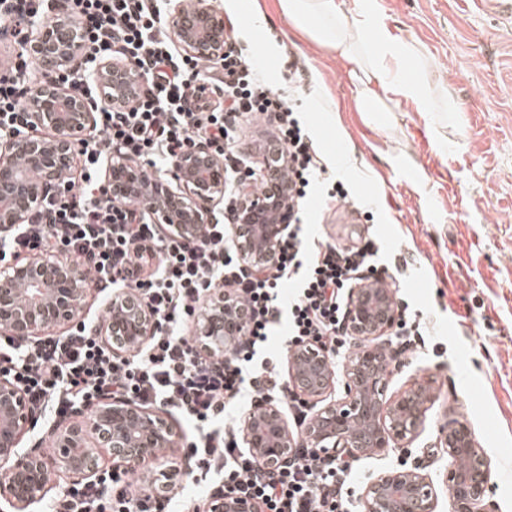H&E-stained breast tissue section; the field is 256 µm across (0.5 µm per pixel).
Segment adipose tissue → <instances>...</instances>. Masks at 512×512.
I'll list each match as a JSON object with an SVG mask.
<instances>
[{
	"instance_id": "adipose-tissue-1",
	"label": "adipose tissue",
	"mask_w": 512,
	"mask_h": 512,
	"mask_svg": "<svg viewBox=\"0 0 512 512\" xmlns=\"http://www.w3.org/2000/svg\"><path fill=\"white\" fill-rule=\"evenodd\" d=\"M293 26L323 50L352 62L350 77L356 87L355 108L360 112L388 111L389 97L423 99L425 77L405 79L401 63L408 46L385 36L370 41L368 32L383 23L366 5L344 10L341 0H280Z\"/></svg>"
}]
</instances>
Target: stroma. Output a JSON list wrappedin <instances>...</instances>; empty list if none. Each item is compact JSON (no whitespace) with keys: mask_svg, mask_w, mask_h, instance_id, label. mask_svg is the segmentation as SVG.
Here are the masks:
<instances>
[{"mask_svg":"<svg viewBox=\"0 0 512 512\" xmlns=\"http://www.w3.org/2000/svg\"><path fill=\"white\" fill-rule=\"evenodd\" d=\"M266 17L250 21L252 2ZM239 27L238 47L275 89L292 88L320 150L363 210H310V234L345 245L372 233L399 293L427 336L397 354L391 389L432 380L434 402L409 450L365 457L350 479L361 493L383 469L448 459L439 429L468 424L491 462L492 512H512V12L498 0H369L388 32L411 48L409 78L427 73L454 112L354 109L352 65L296 34L278 0H207Z\"/></svg>","mask_w":512,"mask_h":512,"instance_id":"obj_1","label":"stroma"}]
</instances>
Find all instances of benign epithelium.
I'll return each mask as SVG.
<instances>
[{"mask_svg":"<svg viewBox=\"0 0 512 512\" xmlns=\"http://www.w3.org/2000/svg\"><path fill=\"white\" fill-rule=\"evenodd\" d=\"M167 14L179 48L188 56L216 61L224 56L226 26L206 0H166ZM22 43L43 70H61L84 52L81 19L58 13L28 25ZM96 79L103 97L122 103L132 95L140 77L129 67L100 63ZM36 83L28 98L30 134L0 138V233L23 224L31 210L50 194L62 193L64 173L71 170L77 147L88 139L95 115L87 101L53 84ZM49 128V138L33 134ZM288 154L272 143L262 157L261 175L270 180L260 194L246 188L232 239L241 259L250 265L270 266L276 246L288 230L292 202L288 184L278 176ZM105 186L112 198L139 195L145 203L140 221L159 225L166 235L196 238L212 221L213 209L224 199V160L199 143L175 159L162 173L113 155L106 165ZM90 288L83 268L71 261L38 256L12 259L0 269V332L22 344L50 336L74 322L83 312ZM109 321L101 335L112 337L115 352L127 354L144 347L157 331V320L134 290L118 289L106 305ZM349 330L356 348L333 365L323 349L294 345L288 356L287 384L300 393L313 414L302 427L293 425L273 402L256 405L244 420L240 440L265 465L288 463L292 449L310 446L337 455L387 456L395 448H409L424 428L434 400L432 381L415 380L389 392L394 361L389 336L399 322L393 289L364 281L348 293ZM194 336L203 350L222 353L242 334L236 299L222 282L208 291L193 318ZM343 392L334 395L336 385ZM25 392L0 370V499L13 512H33L46 498L49 476L59 464L75 480L98 472V449L112 455L120 467L156 492L151 470L162 460L158 448L178 447V437L160 412L131 400L101 398L75 413V421L49 434L54 452L35 443L19 444L35 428ZM448 454V471L438 481L419 464L402 463L379 472L360 494L359 512H438L439 484L451 492L450 512H488L490 462L471 428L453 422L441 433ZM208 512H258L253 501L221 489L212 494Z\"/></svg>","mask_w":512,"mask_h":512,"instance_id":"7a95c632","label":"benign epithelium"}]
</instances>
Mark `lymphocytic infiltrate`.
I'll return each mask as SVG.
<instances>
[{
  "label": "lymphocytic infiltrate",
  "mask_w": 512,
  "mask_h": 512,
  "mask_svg": "<svg viewBox=\"0 0 512 512\" xmlns=\"http://www.w3.org/2000/svg\"><path fill=\"white\" fill-rule=\"evenodd\" d=\"M61 9L80 17L88 56L68 70L44 73L43 80L95 103L96 125L78 152L79 175L65 174L66 192L33 209L0 254L70 255L102 289L138 292L159 329L127 357L113 353L111 343L84 322L67 335L28 345L0 333V366L11 371L37 413L63 418L83 404L112 398L180 414L194 428L184 451L197 483L220 478L259 512H348L355 460L298 448L288 464L269 468L242 448L239 431L245 410L266 401L287 408L298 426L311 415L305 400L283 386L279 362L262 357L274 325L286 321L285 346L317 344L339 362L350 348L348 292L363 281H384L385 270L374 239L341 246L310 236L299 212L276 247L274 265L260 269L239 258L227 230L240 204L237 181L251 164L244 123L270 125L274 141L287 150L292 200L305 199L317 185L329 208L348 202V190L329 175L290 92L271 89L239 52L238 29L227 32L219 61L183 55L161 0H0V37L15 41L0 72V138L25 133L28 124L25 90L33 61L20 37L30 21ZM107 60L130 65L142 78L128 103L99 96L90 66ZM210 91L217 100L207 99ZM198 142L223 159L226 180L224 215L200 237L162 235L157 225L139 221L141 201L112 199L102 176L112 153L162 169ZM218 281L244 308L246 325L230 350L210 355L189 336L187 324L204 289ZM287 286L293 292L286 298ZM205 501L175 494L158 502L126 471L107 468L73 483L51 512H190L191 504Z\"/></svg>",
  "instance_id": "lymphocytic-infiltrate-1"
}]
</instances>
